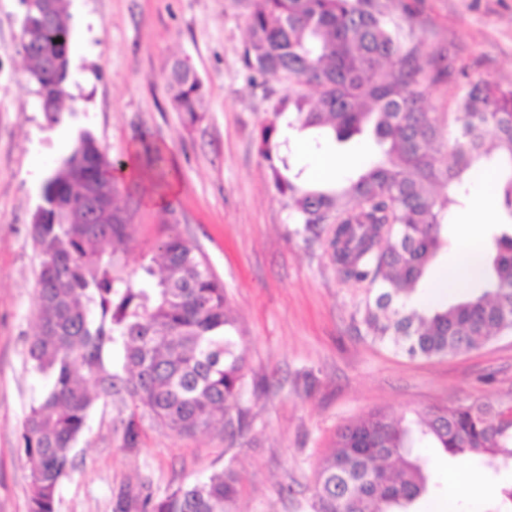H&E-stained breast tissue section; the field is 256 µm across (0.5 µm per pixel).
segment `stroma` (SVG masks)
<instances>
[{
  "mask_svg": "<svg viewBox=\"0 0 512 512\" xmlns=\"http://www.w3.org/2000/svg\"><path fill=\"white\" fill-rule=\"evenodd\" d=\"M414 12L411 38L437 67L466 75L429 87L425 105L448 112L467 80L512 86V0H391ZM70 16L68 109L57 123L42 112L20 40L21 0H0V512H28L29 470L21 424L39 384L28 371L36 329L37 258L29 235L47 174L78 132L93 134L109 158L151 145L165 157L163 203L147 180L119 181L128 213L116 255L126 273L151 263L170 218L197 241L223 281L245 336L249 414L234 447L223 434L178 436L144 421L135 448L123 445L111 402L91 412L60 485L56 512H119L121 491L161 494L235 455L237 512H312L317 470L337 432L383 409L415 420L432 406L512 403V333L479 349L411 359L374 341L361 322L365 297L344 285L319 245L294 235L256 137L288 92L272 80L251 86L241 61L246 10L238 0H66ZM186 59L203 79L202 117L188 124L174 109L165 74ZM454 206L447 249L425 276L445 270L463 236L489 239L498 207L468 229Z\"/></svg>",
  "mask_w": 512,
  "mask_h": 512,
  "instance_id": "1",
  "label": "stroma"
}]
</instances>
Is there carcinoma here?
<instances>
[{"mask_svg":"<svg viewBox=\"0 0 512 512\" xmlns=\"http://www.w3.org/2000/svg\"><path fill=\"white\" fill-rule=\"evenodd\" d=\"M41 23L39 0H22V49L47 119L69 97L71 27L61 0ZM242 63L247 79L292 87L261 129L259 155L287 199L294 233L324 248L340 279L366 289L362 322L372 338L410 357L477 349L512 332V87L474 82L435 115L423 105L445 78L422 42H406L382 0H251ZM166 83L176 111L199 119L205 85L183 59ZM315 86L312 101L302 88ZM288 127L345 142L368 134L382 156L336 187L309 184L290 163ZM494 172L492 196L502 222L475 246L478 270L460 302L422 309L411 298L446 243L448 207L466 198L482 163ZM119 164L82 133L45 180L30 236L39 258L37 330L26 361L45 381L23 421L20 450L30 464L28 512H55L60 482L74 468L73 448L101 399L126 407L125 447L143 421L179 435L218 428L234 442L246 426L239 406L247 387L244 334L223 282L176 225L156 245L155 265L128 277L114 245L127 220L117 184L102 171ZM112 204V223L95 219V200ZM431 441L452 457H480L497 470L512 463V404L434 406L417 427L374 410L345 426L319 465L313 512H414L427 492V462L412 448ZM239 475L230 464L162 495L123 497L121 512H235Z\"/></svg>","mask_w":512,"mask_h":512,"instance_id":"1","label":"carcinoma"}]
</instances>
